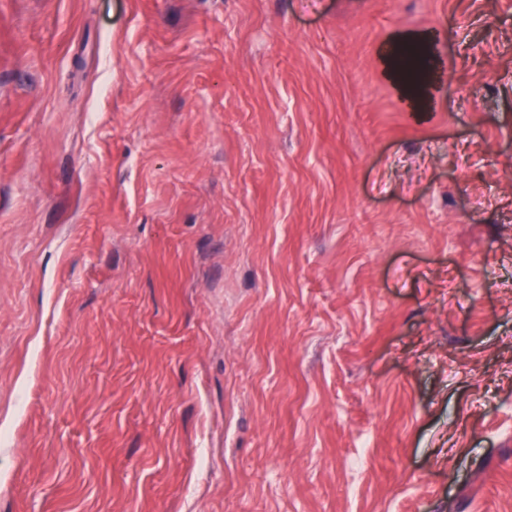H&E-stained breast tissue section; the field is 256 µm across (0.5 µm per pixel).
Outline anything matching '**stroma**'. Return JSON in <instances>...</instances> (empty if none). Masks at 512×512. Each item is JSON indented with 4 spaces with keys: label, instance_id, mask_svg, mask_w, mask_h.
Returning a JSON list of instances; mask_svg holds the SVG:
<instances>
[{
    "label": "stroma",
    "instance_id": "obj_1",
    "mask_svg": "<svg viewBox=\"0 0 512 512\" xmlns=\"http://www.w3.org/2000/svg\"><path fill=\"white\" fill-rule=\"evenodd\" d=\"M1 429L0 512H512V0H0ZM410 41H412V39L408 37H402L394 41V43H403L399 46L395 54V66L401 73L420 68V62L423 63V57L420 55L418 48L412 43H406Z\"/></svg>",
    "mask_w": 512,
    "mask_h": 512
}]
</instances>
